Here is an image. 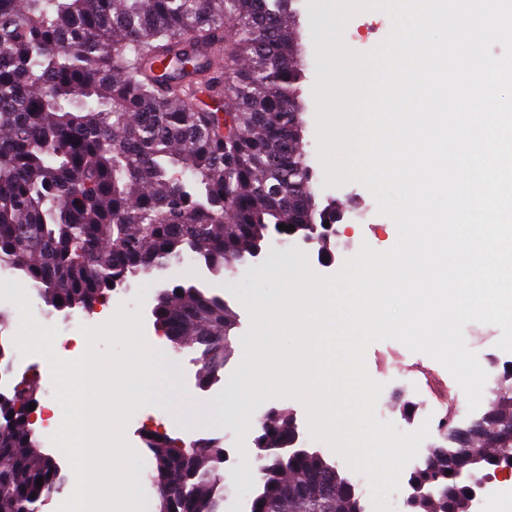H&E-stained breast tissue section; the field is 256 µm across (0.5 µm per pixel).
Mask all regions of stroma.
Segmentation results:
<instances>
[{"instance_id": "stroma-1", "label": "stroma", "mask_w": 512, "mask_h": 512, "mask_svg": "<svg viewBox=\"0 0 512 512\" xmlns=\"http://www.w3.org/2000/svg\"><path fill=\"white\" fill-rule=\"evenodd\" d=\"M295 8L296 16L287 19L286 24L290 32L299 38V62L305 73L301 85V98L305 105L303 148L314 173L312 186L319 205L334 203L337 211L342 214L341 220L335 224L338 234L330 239L334 261L319 263L317 250L313 247L308 249L307 255L313 271L322 276H330L340 270L346 258L358 251L361 243H368L379 251L391 248L397 240V230L389 218L377 214L375 200L363 185L351 182L339 187H327L323 184L324 171L317 151V105L313 94L316 64L311 37L312 13L307 8L306 0H297ZM390 27V19L385 13L360 12L348 21L343 34L344 42L351 50L364 53L376 47L388 35ZM253 275L254 271L250 268L228 270L220 276L200 268L197 269L194 278L198 286L222 294L238 314L239 325L235 334L239 337L251 326L250 314L240 303L239 297L255 286ZM185 277L184 271L171 269L159 280L133 278L126 289L112 295L110 303L115 307L124 306L129 312L141 311L145 335H154L156 329L153 324L152 308L160 283L181 281ZM139 292L144 295L140 301L135 298ZM501 336L500 328L493 324L472 322L464 328L468 348L476 353L479 363L494 375L500 372L501 361H512V352L502 350L498 346ZM164 356L165 368L175 374L183 394L192 402L209 409L211 423L206 436L221 441L227 453V459L222 466L224 512H245L250 491L239 488L234 481L243 460L235 449L234 419L238 414V406L228 379L229 374H232L241 362L239 348H232L224 364V378L206 390L198 386V368L191 363L189 355H178L168 348L165 349ZM366 362L370 375L385 384L379 402L391 409L398 430H410L409 405L413 402L427 406L428 410L436 415L444 414L448 409L458 413L468 410L463 391L443 365L424 354L409 351L399 342L387 340L372 344L367 351ZM285 413L292 414L299 431L307 435L309 425L304 404L291 397L277 398L258 404L256 411L251 414V426L245 436L246 447H253L261 422ZM150 430L164 432L171 438L186 443L194 441L195 436L181 425L170 422L165 405L157 400L150 401L148 406L137 410L129 421L125 430L126 440L142 457L140 467L143 479L140 495L144 510L156 512L157 493L149 477L151 454L143 441L144 434Z\"/></svg>"}]
</instances>
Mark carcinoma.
I'll use <instances>...</instances> for the list:
<instances>
[{
    "label": "carcinoma",
    "instance_id": "1",
    "mask_svg": "<svg viewBox=\"0 0 512 512\" xmlns=\"http://www.w3.org/2000/svg\"><path fill=\"white\" fill-rule=\"evenodd\" d=\"M293 0H0V271L35 289L49 312H90L137 276L190 256L224 271L288 235L279 225L315 209L299 149L302 74L284 26ZM237 38L227 43L224 25ZM248 66L224 80V58ZM236 106L219 114L204 98ZM62 303H55V299ZM154 324L220 380L238 324L224 297L186 281L158 290ZM38 386L0 391V512H39L66 482L42 450L28 410ZM497 405L448 431L414 483L439 486L417 512H470L477 467L512 448V366ZM267 424L271 439L291 427ZM157 512H223L224 448L199 452L148 433ZM455 459L460 470L449 472ZM255 512H363L338 466L317 452L264 453ZM327 476L329 497L285 501L289 481ZM42 485H36L38 479Z\"/></svg>",
    "mask_w": 512,
    "mask_h": 512
}]
</instances>
